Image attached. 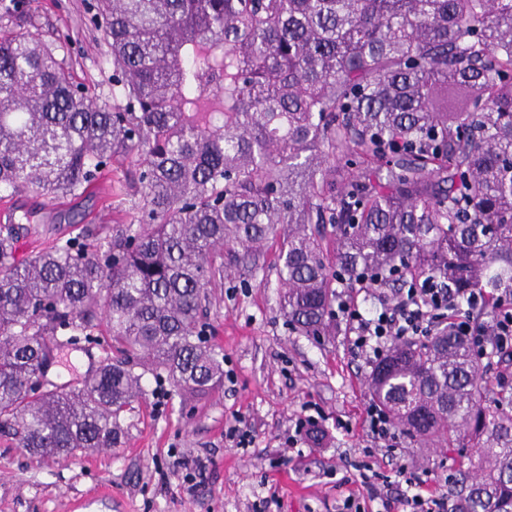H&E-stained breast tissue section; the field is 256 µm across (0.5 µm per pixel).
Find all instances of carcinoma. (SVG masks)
Returning <instances> with one entry per match:
<instances>
[{
  "instance_id": "obj_1",
  "label": "carcinoma",
  "mask_w": 512,
  "mask_h": 512,
  "mask_svg": "<svg viewBox=\"0 0 512 512\" xmlns=\"http://www.w3.org/2000/svg\"><path fill=\"white\" fill-rule=\"evenodd\" d=\"M5 10L0 189L79 197L130 167L113 230L0 224V436L31 457L120 447L145 372L185 402L223 383L204 336L226 250L277 243L307 336L336 335L339 279L512 284V0H96L110 100ZM102 334L82 381L32 388ZM368 386L404 436L471 449L457 512H512V384L463 337L396 338Z\"/></svg>"
}]
</instances>
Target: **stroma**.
Returning <instances> with one entry per match:
<instances>
[{
  "instance_id": "stroma-1",
  "label": "stroma",
  "mask_w": 512,
  "mask_h": 512,
  "mask_svg": "<svg viewBox=\"0 0 512 512\" xmlns=\"http://www.w3.org/2000/svg\"><path fill=\"white\" fill-rule=\"evenodd\" d=\"M31 15L34 33L67 61L73 82L111 96L112 58L87 20V0H34ZM122 176L114 169L83 197L55 199L46 217L63 234L126 221L120 199L107 197ZM280 295L273 246L251 263L225 257L208 337L224 354L223 387L185 407L167 382L145 374V394L123 420V447L76 459L39 463L0 438V512H253L263 499L268 512H347L364 464L391 478L405 464L430 481L465 468L466 449L420 448L402 435L393 450L375 449L362 424L370 368L351 356L344 330L292 331ZM103 355L94 343L64 351L48 377L79 381ZM300 417L314 418L322 445L302 436L289 446ZM236 424L252 432L250 447L226 439ZM200 459L207 480L186 481Z\"/></svg>"
}]
</instances>
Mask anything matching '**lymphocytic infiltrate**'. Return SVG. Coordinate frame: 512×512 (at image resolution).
<instances>
[{
    "mask_svg": "<svg viewBox=\"0 0 512 512\" xmlns=\"http://www.w3.org/2000/svg\"><path fill=\"white\" fill-rule=\"evenodd\" d=\"M372 294L377 307L364 316L352 302V291L343 288L336 295V309L345 322V334L356 357L366 363L378 360L398 336H430L444 325L470 337L482 357H494L512 351V289H500L489 322L476 319L474 312L482 298L469 301L467 307L456 304L457 297L447 283L430 276L416 287L399 292L377 285ZM362 485L368 499L380 500L382 512H447V498L434 482L410 476L408 491L394 496L382 492L370 479Z\"/></svg>",
    "mask_w": 512,
    "mask_h": 512,
    "instance_id": "f902f5d3",
    "label": "lymphocytic infiltrate"
}]
</instances>
